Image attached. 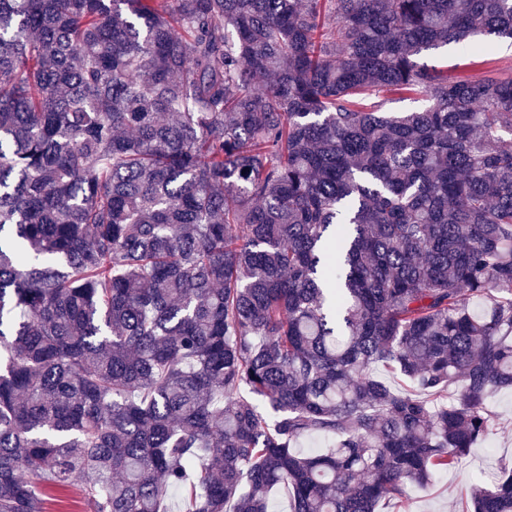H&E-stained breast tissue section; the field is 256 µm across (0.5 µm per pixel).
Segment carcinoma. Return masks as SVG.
<instances>
[{
  "mask_svg": "<svg viewBox=\"0 0 512 512\" xmlns=\"http://www.w3.org/2000/svg\"><path fill=\"white\" fill-rule=\"evenodd\" d=\"M479 35L512 0H0V512H384L459 468L512 388V77L417 57ZM380 105L382 112H414L422 110L428 104L421 97L411 94L380 93L371 100ZM45 512H89L77 485L46 490Z\"/></svg>",
  "mask_w": 512,
  "mask_h": 512,
  "instance_id": "carcinoma-1",
  "label": "carcinoma"
}]
</instances>
